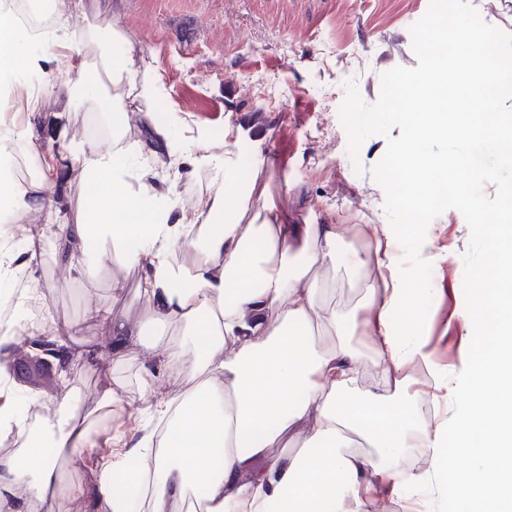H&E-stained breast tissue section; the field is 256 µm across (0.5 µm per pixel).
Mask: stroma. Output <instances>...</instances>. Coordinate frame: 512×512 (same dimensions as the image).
Masks as SVG:
<instances>
[{
  "label": "stroma",
  "instance_id": "1",
  "mask_svg": "<svg viewBox=\"0 0 512 512\" xmlns=\"http://www.w3.org/2000/svg\"><path fill=\"white\" fill-rule=\"evenodd\" d=\"M88 16L111 17L135 48L138 78L155 80L160 94L137 97L124 88L129 143L142 145L138 166L161 192L194 198L208 210L222 174L194 162L185 128L213 141L225 127L239 131L236 158L252 187V209L273 199L289 224H356L373 246L382 226L402 236L400 274L424 282L421 331L436 347L444 376L464 377L476 354V331L466 319L472 296L465 284L485 270L484 228L455 196L443 195L420 216L403 208L389 174L392 148L400 136L388 119L396 83L413 77L427 61L425 39L436 0H86ZM461 22L475 31H494L501 60L512 64V0H454ZM80 60L61 55L45 76L19 81L0 102V122L22 130L13 158L15 177L38 179L41 163L54 165L51 210L24 216L44 228L65 219L95 223V174H80L72 145L108 136L109 124L91 99L75 100L67 89L80 76ZM49 80L55 91L37 110L27 104L28 87ZM262 119H254L255 111ZM169 131L170 151H159L154 127ZM469 156L487 177L473 186L482 210L498 209V188L512 183V167L472 147ZM57 253L47 250L38 266L24 270L26 287L39 289L42 315L53 316L68 353V371L85 395L83 411L98 418L97 392L112 383L119 399L111 426L132 432V413L154 409L156 398L142 384L138 346L123 366L112 364L110 343L86 299L101 295L116 316L141 312L136 291L141 271L111 262L89 267L80 279L62 284ZM337 309L354 308L364 293L362 274L336 268L323 279ZM366 357L356 396L377 392L403 407L410 427L424 426L420 407L429 386L406 366L392 382L376 363L373 338H361ZM37 341L4 355L10 378L28 386L34 411L29 423L52 417L46 394L53 381Z\"/></svg>",
  "mask_w": 512,
  "mask_h": 512
}]
</instances>
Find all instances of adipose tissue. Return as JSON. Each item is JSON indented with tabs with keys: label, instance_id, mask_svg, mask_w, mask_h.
Here are the masks:
<instances>
[{
	"label": "adipose tissue",
	"instance_id": "1",
	"mask_svg": "<svg viewBox=\"0 0 512 512\" xmlns=\"http://www.w3.org/2000/svg\"><path fill=\"white\" fill-rule=\"evenodd\" d=\"M425 68L397 85L391 109L400 137L392 168L406 208L416 212L441 189H449L469 208L477 203L471 187L485 176L463 158L436 157L421 144L431 135L462 143L490 140L499 160L512 165V69L499 63L495 36L475 32L437 0L430 22ZM99 49L92 77H80L75 91L95 99L112 130H119L124 108L116 87L136 84L141 98H154L157 82L137 81L133 48L109 18L88 24L75 35L57 24L44 35L0 10V82L22 70L39 73L58 49L82 56ZM470 53L477 64L448 70L441 55ZM428 97L433 111H414L411 102ZM454 114H447L448 105ZM203 160L220 161L224 178L209 213L185 207L160 194L143 208L135 169V149L120 138L110 148L89 140L75 149L81 173L100 180L95 195L97 221L56 225L50 249L62 252L70 278L86 260L114 258L138 266L137 293L144 319L112 315L106 298L96 305L109 332L112 362L126 360L129 345L149 343L144 383L155 389L170 368L184 371L192 388L182 398L160 401L158 424L139 420L140 435H114L111 458H95L94 424L76 421V386L59 371L50 400L57 417L21 452L0 458V505L27 512L30 501L45 505L52 491L85 498L87 512H180L195 491L204 512H374L377 494L363 473L373 452L422 448L430 465L410 473L393 464L377 468L402 512H420L417 490L437 484L450 493L457 512H512V184L499 190L500 208L487 216V253L492 274L480 283L467 313L483 346L465 368L467 382L456 392L464 410L454 423L435 420L410 429L403 410L386 405L374 392H352L363 361L356 329L327 301L315 269L344 263L363 270L375 263L379 274L366 278L356 309L375 338L379 365L401 369L416 363L432 380L441 372L425 339L415 338L423 290L399 275L400 237L383 229L373 254L359 248L343 224H285L273 200H265L251 222L238 163L223 145L201 136ZM54 180L46 170L25 183L0 169V240L11 221L46 208ZM183 261H174L175 253ZM176 327L177 344L165 345L158 330ZM302 426L299 452H277L286 433ZM72 448L86 455L97 485H64L57 458Z\"/></svg>",
	"mask_w": 512,
	"mask_h": 512
}]
</instances>
